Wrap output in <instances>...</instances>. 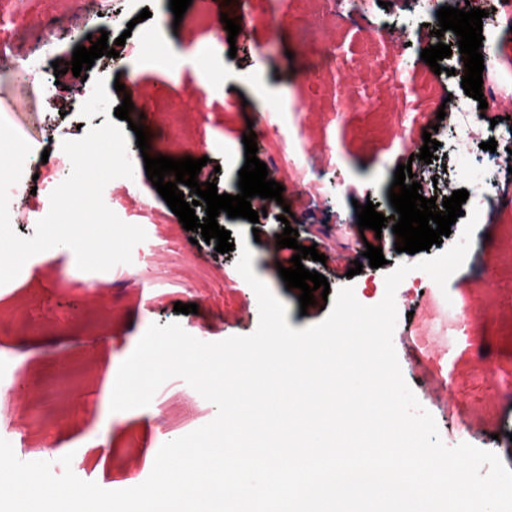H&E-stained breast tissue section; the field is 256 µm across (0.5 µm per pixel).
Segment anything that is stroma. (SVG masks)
<instances>
[{
	"instance_id": "1",
	"label": "stroma",
	"mask_w": 512,
	"mask_h": 512,
	"mask_svg": "<svg viewBox=\"0 0 512 512\" xmlns=\"http://www.w3.org/2000/svg\"><path fill=\"white\" fill-rule=\"evenodd\" d=\"M245 2L248 23L231 44L216 0H193L179 22L170 0H112V17L100 30L89 19L88 0H70L71 19L61 26L48 22L57 12L54 0H28L14 34L40 59L43 72L29 78L14 69L0 71V118L35 145L28 174L49 168L54 183H61L62 142L81 139L84 130L106 120L102 114L84 118L83 100L73 89L109 73L121 84H138L155 116L150 155L206 158L211 182L231 195L239 191L238 172L245 163L240 131L253 123L259 160L271 169L292 170L293 179L281 201L252 199L253 210L261 214L258 223L226 217L221 225L247 232L255 274L287 304V322L300 330L321 322L327 312L317 305L301 309L298 289H287L280 277L277 255L269 248L283 231L277 215L291 210L299 244L316 246L325 255L322 263L304 259L306 269L325 276L331 290L350 284L360 303H379L386 273L417 257L396 252L391 227L378 234L359 230L353 203L365 196L386 201L395 170L406 161L393 113L436 118L444 96L458 87L444 75H428L420 53L430 33L421 8H385L368 0L356 22L337 17L327 38L316 40L308 24L325 11L324 0ZM145 8L150 16L143 20L139 14ZM403 26L411 32L408 45L383 58L382 66L431 78L432 93L419 88L388 96L374 112L329 113L332 74L322 72L313 82L306 77L316 66L317 52L328 43L363 59ZM157 28L190 59L179 75L156 60L130 74L123 46L118 57L96 59L85 78L54 74L53 61H71L75 47L88 38L105 35L113 41L126 32L130 43L139 44ZM203 49L224 76L226 96L208 94L198 83L194 57ZM255 82L265 86L267 103L253 99ZM438 140V161L448 178L463 181L465 171L457 160L467 149L446 125ZM43 148L48 158H41ZM467 151L492 165V156L479 145ZM308 166L322 184L320 197L306 189L313 175L305 174ZM135 168L125 192L108 202L122 221L147 233L134 247L131 263L85 272L69 250L53 248L33 256L14 280L0 286V421H8L22 437L27 459L49 461L55 449H71L74 474L106 490L124 489L131 478L147 479L148 449L216 415L215 405L179 378L162 385L147 407L111 411L104 394L107 366H119L153 323L176 321L197 339L216 342L251 334L259 322L256 295L235 266L238 251L221 254L214 244L191 243L189 231L148 179L143 161ZM480 210L485 221L477 225L467 261L447 290L420 270L397 288L393 343L405 381L433 415L444 444L453 445L459 424L468 423L477 447L495 452L512 469V177L506 172H499L497 187ZM255 227L260 233L254 238ZM375 241L385 265H366L360 274L349 275L353 260ZM488 277L497 283L491 293L484 286ZM449 300L455 307L451 313L444 310ZM178 301L197 304V313L174 312ZM459 313L469 317L462 331L455 325ZM86 448L105 449L111 456L108 467L88 466L82 454Z\"/></svg>"
}]
</instances>
